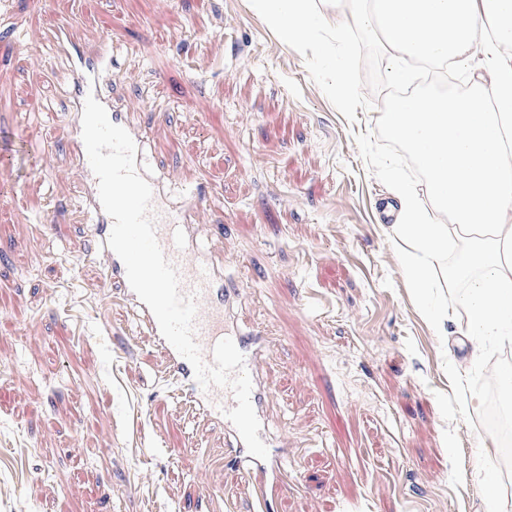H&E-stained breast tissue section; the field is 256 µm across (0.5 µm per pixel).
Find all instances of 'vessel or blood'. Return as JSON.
I'll return each mask as SVG.
<instances>
[{
  "label": "vessel or blood",
  "instance_id": "obj_1",
  "mask_svg": "<svg viewBox=\"0 0 512 512\" xmlns=\"http://www.w3.org/2000/svg\"><path fill=\"white\" fill-rule=\"evenodd\" d=\"M122 52L119 44L104 38L90 54L81 71L78 88L80 97L94 95L108 110L110 120L131 132L137 145L136 165L139 174L150 183L153 198L151 213L155 221L157 241L169 262L177 269L180 290L195 296L198 312L195 321V338L205 361H212L213 348L223 338H231L245 358V368L252 380L251 402L256 415H263L269 397L268 389L261 383V359L269 347L267 336L256 329L238 322L235 309L241 298V289L230 278L215 270V261L191 240L186 232V222L191 210L196 209L195 198L183 199L174 205L167 192L175 181L172 173L159 169L151 160L153 149L146 134L137 130L134 106L116 110L112 101V67ZM91 235L98 247V268L101 285L119 284L122 303H138L139 298L131 289L125 267L120 258L109 248L107 238L113 221L102 208H95L88 217ZM167 367L164 374L169 386L167 394L216 420L225 429L224 465L235 470L245 481L251 482V512H273L278 495L288 485V458L270 443L268 428H261L258 436L268 442V457L261 460L249 455L244 442L232 423L226 422L224 412L236 405L230 388L202 389L195 380L190 363L172 346H165Z\"/></svg>",
  "mask_w": 512,
  "mask_h": 512
}]
</instances>
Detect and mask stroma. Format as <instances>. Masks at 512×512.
Wrapping results in <instances>:
<instances>
[{
	"mask_svg": "<svg viewBox=\"0 0 512 512\" xmlns=\"http://www.w3.org/2000/svg\"><path fill=\"white\" fill-rule=\"evenodd\" d=\"M121 42L116 97L137 105L154 160L201 190L200 243L243 288L241 319L274 340L267 415L295 461L279 512H485L478 435L455 371L388 228L383 171L416 161L382 125L398 89L379 39L356 34L358 93L328 87L342 48L286 46L252 0H0V512H231L248 484L216 462L224 426L165 401L166 358L135 306L88 266L95 200L62 123L78 72L31 62L58 26Z\"/></svg>",
	"mask_w": 512,
	"mask_h": 512,
	"instance_id": "stroma-1",
	"label": "stroma"
}]
</instances>
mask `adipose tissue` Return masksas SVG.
Wrapping results in <instances>:
<instances>
[{"label": "adipose tissue", "instance_id": "1", "mask_svg": "<svg viewBox=\"0 0 512 512\" xmlns=\"http://www.w3.org/2000/svg\"><path fill=\"white\" fill-rule=\"evenodd\" d=\"M256 13L286 44L327 52L348 46L354 26L381 38L394 75L399 64L473 63L463 95L416 93L391 99L382 116L388 135L414 156L424 177L416 190L391 176L400 203L393 239L414 288L427 292L438 261L461 247L456 276L466 288L456 306L466 315L449 338L450 365L464 349L469 367L490 346H512V0H253Z\"/></svg>", "mask_w": 512, "mask_h": 512}]
</instances>
